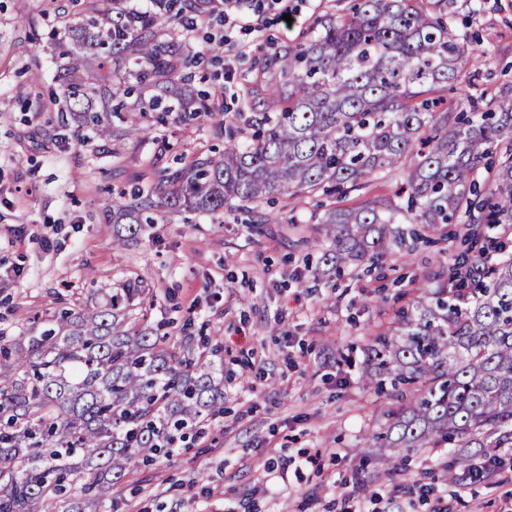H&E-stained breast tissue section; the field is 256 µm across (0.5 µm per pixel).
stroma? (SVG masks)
<instances>
[{
    "mask_svg": "<svg viewBox=\"0 0 512 512\" xmlns=\"http://www.w3.org/2000/svg\"><path fill=\"white\" fill-rule=\"evenodd\" d=\"M353 0H243L211 21L176 32L190 53L226 43L205 62L198 90L216 109L189 124L148 116L143 142L115 139L99 151L76 127L59 126L52 98L61 63L50 35L72 0H0V330L15 335L90 284L144 280L156 319L195 342L219 344L224 413L192 447L125 476L118 512H499L512 489V451L490 480L449 482L445 449L424 448L379 476L364 441L396 401L365 383L368 349L411 308L428 277L448 270V251L468 227L445 224L358 268L328 274L312 215L395 198L403 174L345 196L281 195L261 204L269 223L225 211L168 215L141 241L112 245L102 205L140 174L183 166L224 149L216 126L248 110L255 59L271 44L305 41L321 18H344ZM448 24L490 60L467 69L452 97L461 107L512 87V0H454Z\"/></svg>",
    "mask_w": 512,
    "mask_h": 512,
    "instance_id": "stroma-1",
    "label": "stroma"
}]
</instances>
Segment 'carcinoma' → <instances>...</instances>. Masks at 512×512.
<instances>
[{
    "mask_svg": "<svg viewBox=\"0 0 512 512\" xmlns=\"http://www.w3.org/2000/svg\"><path fill=\"white\" fill-rule=\"evenodd\" d=\"M52 33L58 123L108 142L112 114L141 138V112L188 123L215 107L191 85L195 55L167 26L205 16V0H84ZM448 0H359L348 17L317 22L309 41L265 54L249 95L253 115L218 125L224 153L160 167L130 198L103 207L112 243L126 246L166 212L215 216L254 210L276 195L355 191L406 172L402 206L372 198L332 208L323 263L358 266L402 243L404 222L435 231L460 219L512 231V93L464 112L448 91L487 52L448 26ZM159 94L147 99L144 91ZM448 277L420 288L412 309L373 349L396 395L378 463L387 473L418 448L448 447L457 483L491 477L512 448V253L472 230ZM143 281L98 288L77 308L0 331V512H113L128 472L168 457L224 413V375L193 338L160 332Z\"/></svg>",
    "mask_w": 512,
    "mask_h": 512,
    "instance_id": "obj_1",
    "label": "carcinoma"
}]
</instances>
